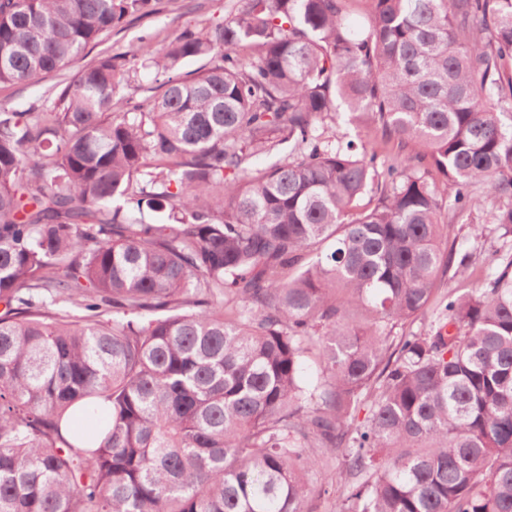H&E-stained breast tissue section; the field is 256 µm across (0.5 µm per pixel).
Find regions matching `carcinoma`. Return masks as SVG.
Wrapping results in <instances>:
<instances>
[{
	"label": "carcinoma",
	"instance_id": "carcinoma-1",
	"mask_svg": "<svg viewBox=\"0 0 512 512\" xmlns=\"http://www.w3.org/2000/svg\"><path fill=\"white\" fill-rule=\"evenodd\" d=\"M156 2L0 0V83ZM354 2L244 0L0 104V512H313L327 455L333 512H512V0ZM131 66L130 85L122 91V95L133 96L136 101L143 102L151 93L146 91L150 86L151 73L148 69L141 67L140 62L133 61Z\"/></svg>",
	"mask_w": 512,
	"mask_h": 512
}]
</instances>
